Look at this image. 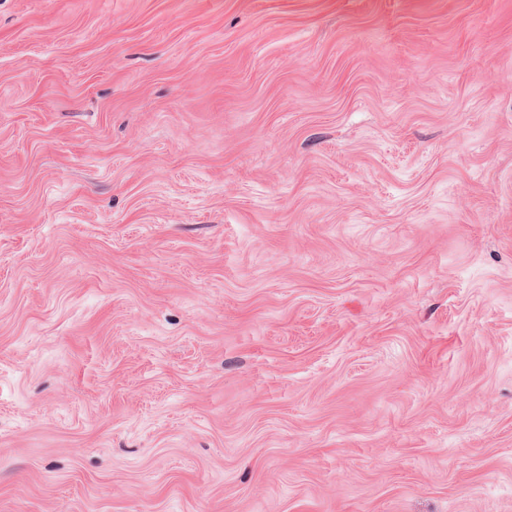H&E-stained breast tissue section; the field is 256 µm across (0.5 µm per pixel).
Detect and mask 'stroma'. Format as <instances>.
<instances>
[{
	"mask_svg": "<svg viewBox=\"0 0 512 512\" xmlns=\"http://www.w3.org/2000/svg\"><path fill=\"white\" fill-rule=\"evenodd\" d=\"M0 512H512V0H0Z\"/></svg>",
	"mask_w": 512,
	"mask_h": 512,
	"instance_id": "1",
	"label": "stroma"
}]
</instances>
